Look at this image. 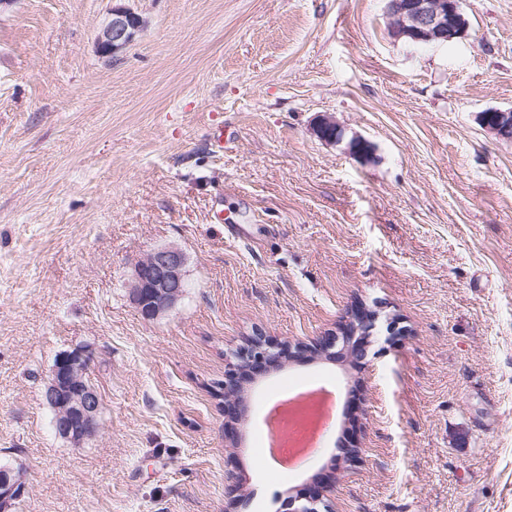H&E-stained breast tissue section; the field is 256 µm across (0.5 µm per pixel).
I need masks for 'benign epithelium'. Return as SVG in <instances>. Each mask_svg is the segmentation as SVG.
Instances as JSON below:
<instances>
[{"instance_id": "obj_1", "label": "benign epithelium", "mask_w": 512, "mask_h": 512, "mask_svg": "<svg viewBox=\"0 0 512 512\" xmlns=\"http://www.w3.org/2000/svg\"><path fill=\"white\" fill-rule=\"evenodd\" d=\"M391 18V35L411 43L444 45L462 38L468 29L463 12V0H387ZM147 27V21L131 8L115 3L110 18L97 37L99 52L115 57ZM497 120L483 127L503 140H512V109L495 108ZM185 263L183 252L164 247L152 252L151 265L134 267L129 298L137 311L156 319L169 311L185 292ZM374 316H365L364 308L352 310L348 319L319 343H296L284 350L263 336H255L248 347L239 351L236 362L225 372L224 412L239 421L245 410L235 393H244L243 378L256 365H281L285 358L318 355L336 350V355H349L364 365L367 348L372 344ZM91 354L81 348L63 351L57 357L45 386L46 403L55 411L54 428L66 441L81 445L94 438L99 429L101 397L98 390L85 381ZM19 472L9 466L0 468V512H6L12 502L24 493ZM324 505L323 495L298 494L288 498V512H319Z\"/></svg>"}]
</instances>
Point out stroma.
Wrapping results in <instances>:
<instances>
[{
    "instance_id": "obj_1",
    "label": "stroma",
    "mask_w": 512,
    "mask_h": 512,
    "mask_svg": "<svg viewBox=\"0 0 512 512\" xmlns=\"http://www.w3.org/2000/svg\"><path fill=\"white\" fill-rule=\"evenodd\" d=\"M112 0L0 7V465L12 512H512V0H464V38L390 36L386 0ZM373 146L362 162L314 117ZM223 128L224 143L213 132ZM186 258L147 320L135 264ZM376 310L367 363L298 359L213 395L253 335L285 344ZM403 327L393 334L392 325ZM84 346L101 432L75 446L43 391ZM327 384L339 411L304 465L263 476L264 402ZM358 456L322 490L340 447ZM114 0L110 18L97 37L101 54L116 57L147 27V21L140 14ZM482 112H495L497 120L489 124L484 120L485 114L480 115L483 127L499 139L512 140V109L488 108ZM152 254V260H151ZM136 264L131 276L129 298L140 315L156 319L169 311L185 292V263L183 252L175 247L154 250ZM24 483L19 472L9 466L0 468V510L8 511L10 505L24 493Z\"/></svg>"
}]
</instances>
